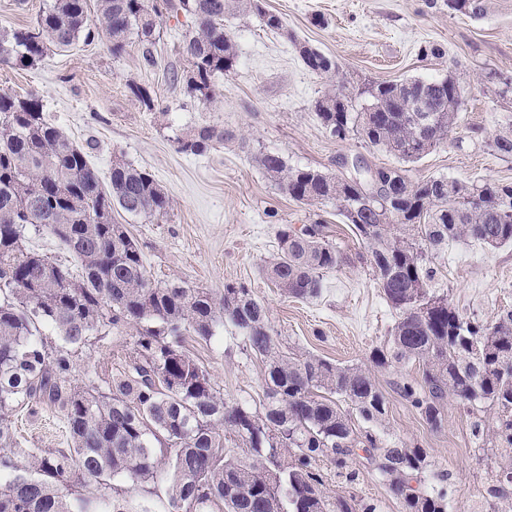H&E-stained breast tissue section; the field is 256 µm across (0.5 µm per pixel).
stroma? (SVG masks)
<instances>
[{
	"instance_id": "35a3bbf8",
	"label": "stroma",
	"mask_w": 512,
	"mask_h": 512,
	"mask_svg": "<svg viewBox=\"0 0 512 512\" xmlns=\"http://www.w3.org/2000/svg\"><path fill=\"white\" fill-rule=\"evenodd\" d=\"M279 15L283 30L267 29L261 17L245 12L226 18L236 49L233 69L216 81V96L204 102L188 96L174 73L189 62L184 36L194 20L168 10L159 19L160 38L146 62L139 43L113 55L105 36L79 41L48 53L40 64L19 68L0 64V93L32 95L79 146L101 181L115 160L149 171L171 201L166 216L130 215L114 210L138 243L156 282L175 279L221 294L226 284H242L268 310L283 349L341 365L368 366L374 348L388 339L398 313L385 300L366 262L367 249L344 224L335 204L304 205L288 196L255 165L252 153L280 154L288 166L349 176L360 159L372 167H397L413 181L445 177L463 183L511 182L512 155L488 145L495 135L512 133V99L501 97L512 79V0H489L485 17L449 12L446 0H262ZM318 49L336 63L332 76L304 65L299 45ZM456 77L466 90L463 109L448 139L415 162L406 163L356 136L340 139L320 123L315 103L339 84L357 92L372 82ZM149 93L144 106L130 85ZM218 122L235 134L204 155L178 152L176 132ZM323 220L329 239L344 255L340 268L324 274V288L313 300L285 295L263 274L276 258L278 235L288 226ZM431 290L469 319L491 325L512 309V245L491 248L452 241L430 256ZM183 348L207 370L226 399L261 409L264 366L232 324L218 327L210 341L186 337ZM134 330L110 333L73 356L72 385H104L127 371L135 357ZM405 364L373 377L387 401L382 423L356 420L358 432L384 443L424 449L428 488H454L448 512H495L485 489L498 464L496 415L485 405L464 408L455 397L444 402L445 421L432 431L393 389V380L418 378ZM16 434L26 448H62L66 428L50 407L14 411ZM347 482L333 464L321 462L328 498L339 495L373 501L376 512H403L401 501L363 457L351 464Z\"/></svg>"
}]
</instances>
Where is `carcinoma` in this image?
I'll use <instances>...</instances> for the list:
<instances>
[{
	"label": "carcinoma",
	"mask_w": 512,
	"mask_h": 512,
	"mask_svg": "<svg viewBox=\"0 0 512 512\" xmlns=\"http://www.w3.org/2000/svg\"><path fill=\"white\" fill-rule=\"evenodd\" d=\"M257 0H51L35 24L0 35V63L29 67L51 47L67 49L79 38L103 34L112 54L132 39L156 40L164 9L196 21L185 36L191 61L188 94L216 95L215 80L233 68L235 54L224 18L252 11L271 30L280 16ZM448 9L479 18L487 0H447ZM302 59L317 74L335 64L305 48ZM464 87L455 79L404 80L373 85L368 103L354 110L352 95L334 112L317 111L322 125L343 139L354 133L405 162L427 154L456 124L452 99ZM431 107L432 125L415 119L414 105ZM224 126L199 124L175 138L178 151L203 155L229 139ZM257 165L292 199L307 205L336 202L345 223L368 247L367 262L393 309L389 339L370 360L380 370L422 363L419 381L400 378L395 391L432 430L443 424L442 404L452 395L465 404L496 410L499 473L512 475V310L487 327L466 321L447 299L430 293L424 268L428 250L461 239L489 247L512 244V183L465 184L446 178L410 181L402 170L377 167L379 186L368 190L315 168H292L277 153L254 156ZM162 217L169 196L153 176L123 160L112 164L102 186L88 153L45 116L33 96L0 93V512H150V481L168 466V512H376L322 490L317 466L326 460L348 471L358 450L400 499L403 512H448L453 488L428 490L422 448H381L370 432L353 429L349 403L368 423H380L386 402L371 372L315 356H291L274 334L267 308L243 285L227 284L217 296L181 280L150 278L138 244L112 211ZM46 233L73 256L56 263L30 246ZM343 255L318 220L280 233V253L269 268L276 287L295 298L321 294L323 272ZM242 330L265 366L264 412L228 401L197 359L181 348L184 333L208 341L218 325ZM51 326L60 343L41 337ZM136 330V356L107 389L69 382L73 354L91 337ZM61 412L67 447L34 451L15 439L10 413L20 405ZM248 448L241 458L224 451V430ZM296 450L294 459L285 454ZM99 492L85 495L89 483Z\"/></svg>",
	"instance_id": "cac0c4a2"
}]
</instances>
